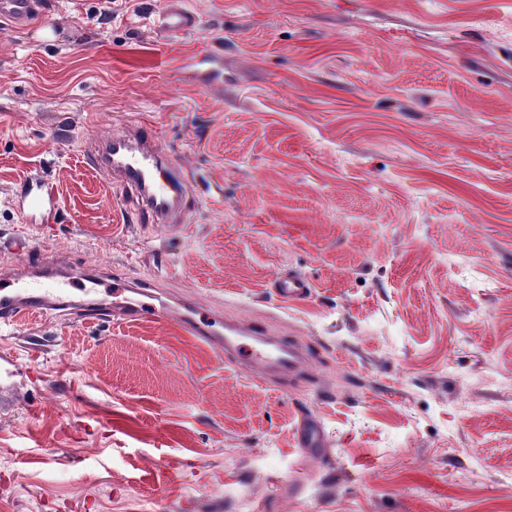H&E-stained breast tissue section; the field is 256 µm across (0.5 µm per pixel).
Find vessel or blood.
Returning a JSON list of instances; mask_svg holds the SVG:
<instances>
[{"label": "vessel or blood", "mask_w": 512, "mask_h": 512, "mask_svg": "<svg viewBox=\"0 0 512 512\" xmlns=\"http://www.w3.org/2000/svg\"><path fill=\"white\" fill-rule=\"evenodd\" d=\"M47 8V0H0V20L24 30L45 15ZM154 22L156 29L172 34L191 33L200 26L199 18L186 7L185 0H167L166 9ZM99 136L101 144L91 153L90 161L113 184L137 192L140 205L136 216L147 219L160 234L184 233L182 220L190 204L185 175L165 152L155 131L131 122L100 131ZM17 197L29 209L44 208L53 202L49 187L42 181L21 184ZM13 251L21 261L16 269L0 274V323L13 325L64 309L70 293V275L37 255L25 240H17ZM153 263L159 275L147 288L132 289L122 282L113 283L111 303L92 308L91 317L177 324L216 351L239 359L257 383L267 382L273 374L285 383L307 376L310 358L301 344L272 339L253 324L226 321L194 305L183 311L173 307L163 298L165 279L160 275L161 270L169 269L170 260L159 251L154 254ZM275 288L281 301L288 304L301 302L312 292L311 283L296 275L277 278ZM298 429L301 448L323 447L324 431L316 420L302 417Z\"/></svg>", "instance_id": "obj_1"}]
</instances>
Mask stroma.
<instances>
[{
	"instance_id": "obj_1",
	"label": "stroma",
	"mask_w": 512,
	"mask_h": 512,
	"mask_svg": "<svg viewBox=\"0 0 512 512\" xmlns=\"http://www.w3.org/2000/svg\"><path fill=\"white\" fill-rule=\"evenodd\" d=\"M165 6L51 0L48 40L0 23V272L23 237L142 286L161 248L177 299L298 338L313 373L256 384L74 293L0 327V512H512V0H186L180 35ZM129 121L193 179L182 235L86 157ZM30 178L53 209H22ZM185 3V0H168L166 9L154 19L155 28L172 34L196 31L200 26V20L186 7ZM275 288L281 301L289 305L307 299L312 292L311 283L306 278L296 275L277 278ZM299 429V448H304L306 453L312 455L309 448H323L324 431L322 426L308 416H301Z\"/></svg>"
}]
</instances>
